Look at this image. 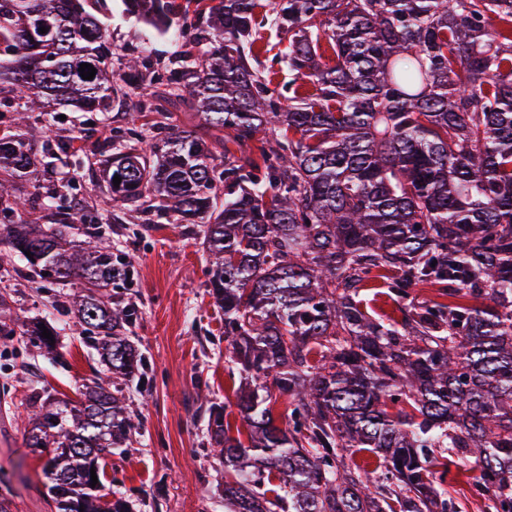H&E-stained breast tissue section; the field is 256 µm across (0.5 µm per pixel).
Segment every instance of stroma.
I'll list each match as a JSON object with an SVG mask.
<instances>
[{
    "instance_id": "1",
    "label": "stroma",
    "mask_w": 512,
    "mask_h": 512,
    "mask_svg": "<svg viewBox=\"0 0 512 512\" xmlns=\"http://www.w3.org/2000/svg\"><path fill=\"white\" fill-rule=\"evenodd\" d=\"M93 11L108 29L116 58L147 48L153 58L164 60L177 50L170 37L125 17L121 0H96ZM125 123L120 109L96 123L89 113L69 110L50 132L28 129L24 135L66 141L93 126L105 137ZM62 176L75 183L76 199L90 215L111 225L114 257H137L130 277L113 285L112 298L135 312L132 337L151 364V390L140 392L134 384L127 392L128 408L141 430L128 448L106 456V490L130 501L133 512H224V465L208 442L197 402L202 392L223 401L233 388L224 361L223 316L207 292V254L196 235L173 218L130 206L113 214L111 199L87 166L39 170L19 181L18 189L29 194L34 184L49 185ZM1 293L21 320L57 321L60 336L50 354L33 347L28 337H0V402L19 381L50 386L62 399H78L81 385L103 369L73 319L56 308L57 302L79 295L78 286L5 279ZM46 459V454L25 448L21 422L0 411V467L10 474L18 512H50L48 481L42 474Z\"/></svg>"
}]
</instances>
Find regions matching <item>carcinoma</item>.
<instances>
[{"mask_svg":"<svg viewBox=\"0 0 512 512\" xmlns=\"http://www.w3.org/2000/svg\"><path fill=\"white\" fill-rule=\"evenodd\" d=\"M122 4L182 40L163 71L144 49L115 73L89 0H0V103L24 101L18 121L0 119V169L22 179L90 141L113 206L203 225L239 376L234 399L203 409L225 512H461L433 470L443 454L479 469L482 512H512V0ZM267 22L288 36L286 96L260 60ZM52 103L125 107L128 124L101 144L18 133L51 126ZM184 108L211 138L170 122ZM12 187L0 180V270L79 282L80 299L59 306L108 365L77 401L31 389L25 446L51 449L54 512H130L102 500L90 470L130 444L125 388L150 381L131 308L106 292L132 261L113 257L110 225L55 207L57 187L23 199ZM38 198L49 223H14ZM377 278L400 317L364 307ZM16 334L51 349L58 331L0 307V335Z\"/></svg>","mask_w":512,"mask_h":512,"instance_id":"obj_1","label":"carcinoma"}]
</instances>
